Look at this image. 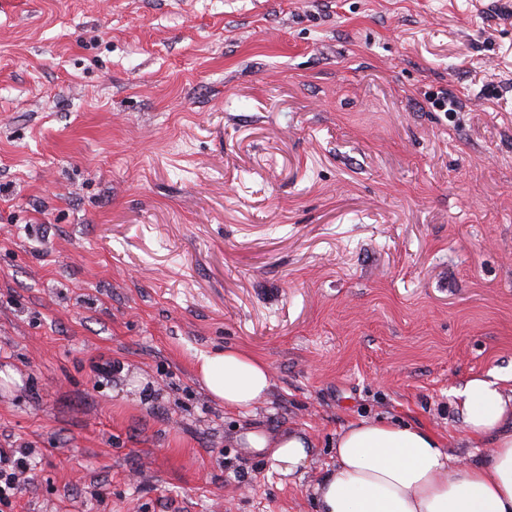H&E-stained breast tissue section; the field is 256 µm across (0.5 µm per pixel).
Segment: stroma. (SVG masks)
Listing matches in <instances>:
<instances>
[{"mask_svg":"<svg viewBox=\"0 0 512 512\" xmlns=\"http://www.w3.org/2000/svg\"><path fill=\"white\" fill-rule=\"evenodd\" d=\"M227 347L244 412L196 373ZM496 371L512 0H0L10 512H315L355 419L489 458L455 392ZM288 433L285 476L250 438ZM198 374L210 396L228 410L250 408L272 385L266 362L241 348L201 356ZM254 448H270L272 459L278 464L282 475H292L308 458L306 440L296 434H288L273 440L265 437H254ZM16 453L18 451H15ZM19 456L11 459L6 453L0 452V505L10 506V498L14 496V490H16L17 482L19 480V474L24 473L30 468L27 458L31 453L30 448H23L19 452ZM4 465L11 466L10 472L2 467ZM11 464V465H9Z\"/></svg>","mask_w":512,"mask_h":512,"instance_id":"obj_1","label":"stroma"}]
</instances>
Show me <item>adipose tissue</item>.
Wrapping results in <instances>:
<instances>
[{"label": "adipose tissue", "mask_w": 512, "mask_h": 512, "mask_svg": "<svg viewBox=\"0 0 512 512\" xmlns=\"http://www.w3.org/2000/svg\"><path fill=\"white\" fill-rule=\"evenodd\" d=\"M198 374L228 410L250 408L272 385L266 362L241 348L201 356ZM456 396L464 442L491 439L489 461L460 460L420 426L355 420L338 432L336 464L313 488L317 512H512V393L490 374L470 378ZM252 444L269 449L288 476L308 457L296 434Z\"/></svg>", "instance_id": "1"}]
</instances>
